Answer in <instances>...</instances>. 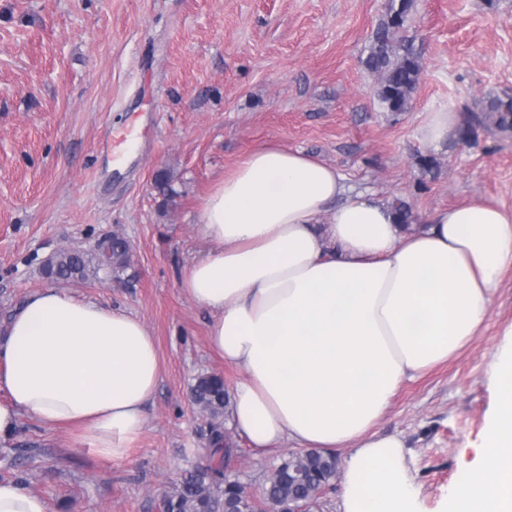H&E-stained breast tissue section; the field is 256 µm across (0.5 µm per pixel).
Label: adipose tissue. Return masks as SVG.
I'll use <instances>...</instances> for the list:
<instances>
[{"label":"adipose tissue","instance_id":"1","mask_svg":"<svg viewBox=\"0 0 512 512\" xmlns=\"http://www.w3.org/2000/svg\"><path fill=\"white\" fill-rule=\"evenodd\" d=\"M405 230L302 151L264 146L220 179L199 227L211 249L179 286L211 311L209 345L244 378L230 425L252 448L345 449L339 512H420L403 441L373 428L403 381L454 356L512 265V210L438 209ZM151 332L125 311L47 288L0 337V440L21 417L120 459L158 385ZM479 465L445 512H512V340Z\"/></svg>","mask_w":512,"mask_h":512}]
</instances>
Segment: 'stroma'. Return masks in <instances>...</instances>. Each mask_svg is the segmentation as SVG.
Listing matches in <instances>:
<instances>
[{
	"mask_svg": "<svg viewBox=\"0 0 512 512\" xmlns=\"http://www.w3.org/2000/svg\"><path fill=\"white\" fill-rule=\"evenodd\" d=\"M390 0H0V336L31 294L54 286L123 309L151 331L161 380L125 458L74 445L67 430L21 418L0 444V480L46 498L53 512H160L165 493L210 462L213 421L190 399L203 374L240 371L210 348L211 316L179 288L202 256L203 199L250 152L301 150L353 190L405 202L415 223L461 203L512 209V131L478 129L431 145L430 113L474 121L512 96V0H411L399 40L421 63L404 111H388L365 65ZM134 129L120 167L103 152ZM438 167L423 172L421 158ZM173 175L175 195L153 185ZM131 250L119 273L54 282L48 255L91 253L109 234ZM512 327V266L488 316L448 362L404 383L378 435H398L423 512H442L476 457L496 407L489 375ZM226 475L260 500L295 448L259 452L243 438ZM25 454L16 464L14 449Z\"/></svg>",
	"mask_w": 512,
	"mask_h": 512,
	"instance_id": "1",
	"label": "stroma"
}]
</instances>
